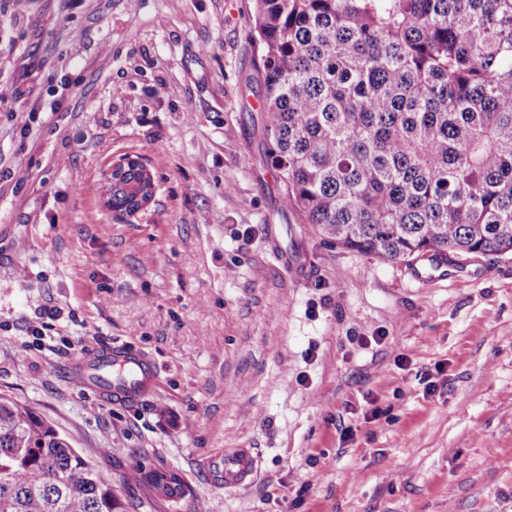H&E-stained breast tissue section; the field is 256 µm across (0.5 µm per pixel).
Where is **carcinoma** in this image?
<instances>
[{
    "label": "carcinoma",
    "instance_id": "obj_1",
    "mask_svg": "<svg viewBox=\"0 0 512 512\" xmlns=\"http://www.w3.org/2000/svg\"><path fill=\"white\" fill-rule=\"evenodd\" d=\"M265 153L284 205L389 261L512 255V0H252ZM152 198L131 164L112 211ZM169 502L167 470L133 473ZM0 512H126L31 408L0 395Z\"/></svg>",
    "mask_w": 512,
    "mask_h": 512
}]
</instances>
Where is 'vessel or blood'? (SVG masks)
<instances>
[{
  "instance_id": "1",
  "label": "vessel or blood",
  "mask_w": 512,
  "mask_h": 512,
  "mask_svg": "<svg viewBox=\"0 0 512 512\" xmlns=\"http://www.w3.org/2000/svg\"><path fill=\"white\" fill-rule=\"evenodd\" d=\"M72 368L80 386L116 404L142 401L154 392L159 379L154 359L142 350L124 344L88 347L74 359ZM255 473L251 449H225L226 485H244Z\"/></svg>"
}]
</instances>
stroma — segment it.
Wrapping results in <instances>:
<instances>
[{"label": "stroma", "mask_w": 512, "mask_h": 512, "mask_svg": "<svg viewBox=\"0 0 512 512\" xmlns=\"http://www.w3.org/2000/svg\"><path fill=\"white\" fill-rule=\"evenodd\" d=\"M250 7L0 0V88L24 91L0 102V393L127 512H512V256L387 261L284 208ZM126 156L155 195L120 217L101 190ZM77 337L151 355L155 392L83 390ZM226 448L257 456L248 487L218 481ZM159 468L176 505L129 478Z\"/></svg>", "instance_id": "1"}]
</instances>
